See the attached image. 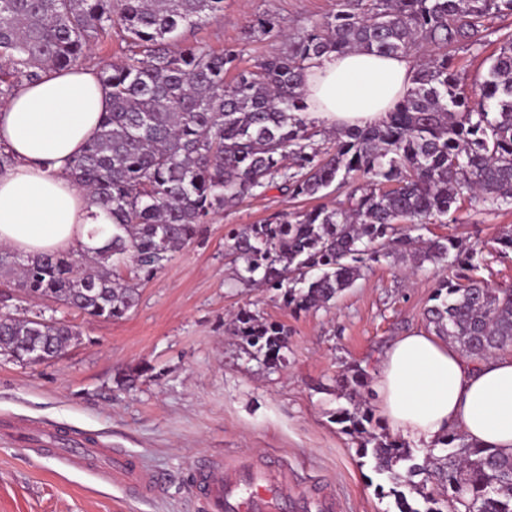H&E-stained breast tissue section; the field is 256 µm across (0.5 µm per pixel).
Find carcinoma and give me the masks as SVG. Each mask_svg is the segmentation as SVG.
Here are the masks:
<instances>
[{"instance_id": "obj_1", "label": "carcinoma", "mask_w": 512, "mask_h": 512, "mask_svg": "<svg viewBox=\"0 0 512 512\" xmlns=\"http://www.w3.org/2000/svg\"><path fill=\"white\" fill-rule=\"evenodd\" d=\"M222 14L224 0H0L3 99L48 67L80 66L90 45L114 31L129 47L99 71L110 110L71 172L95 208L89 237L98 243L33 257L0 252V270L13 275L12 290L0 293V356L32 364L80 341L73 326L40 310L18 315L11 302L122 319L141 282L201 225L277 178L293 198L321 199L330 188L345 196L228 233L238 278L288 288L286 303L299 309L336 299L390 245L412 247L413 232L454 214L465 195L479 212L512 207V32L496 39L478 103L454 65L458 50L494 34L493 19L512 15V0H339L335 13L285 36L281 53L250 69L239 68L233 48L172 50L183 30ZM419 46L437 57L417 66L407 94L382 120L339 129L334 150L322 151L304 97L309 65L332 53L399 56ZM508 250L511 229L464 257L450 238L418 253L455 270L435 289L427 321L472 360L512 347V286L492 289L473 275L483 253ZM237 333L268 363L279 360L287 336L248 314L237 318ZM339 421L361 436L359 454L376 471L428 504L421 511L399 491L398 512H443L441 502L448 512H512L511 452L452 430L439 440L447 453L429 448L418 464L404 445L368 432L369 418L345 411ZM421 474L436 486L414 481Z\"/></svg>"}]
</instances>
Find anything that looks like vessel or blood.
<instances>
[{"instance_id":"vessel-or-blood-1","label":"vessel or blood","mask_w":512,"mask_h":512,"mask_svg":"<svg viewBox=\"0 0 512 512\" xmlns=\"http://www.w3.org/2000/svg\"><path fill=\"white\" fill-rule=\"evenodd\" d=\"M57 451L71 470H85L88 459H100L99 478L139 497L155 494L160 485L159 476L131 455L112 456L100 448L66 441L58 442ZM194 482L204 494L206 512H334L336 508L332 497L316 498L307 489L289 485L287 467L270 457L201 463L194 468Z\"/></svg>"}]
</instances>
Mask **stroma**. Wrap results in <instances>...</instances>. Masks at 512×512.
<instances>
[{"mask_svg":"<svg viewBox=\"0 0 512 512\" xmlns=\"http://www.w3.org/2000/svg\"><path fill=\"white\" fill-rule=\"evenodd\" d=\"M335 9L336 0H224L223 16L188 30L185 42L216 52L236 48L249 68L283 45L281 37L251 33L255 18L273 15L288 34ZM312 206L273 186L219 212L141 285L124 319L95 321L46 304L47 315L78 326L81 340L38 365L0 356V417L135 454L161 484L155 497L138 498L0 438V512H205L193 466L231 455L287 460L298 483L335 496L338 512H398L387 476L359 456L339 413L373 411L371 431L387 432L375 413L379 363L397 336L427 330L424 311L447 271L396 251L363 268L335 301L309 311L288 307L283 291L238 282L228 231ZM505 228L512 229V209L478 214L465 201L453 219L427 224L421 236L452 238L467 250ZM244 311L285 326L280 365L246 353L235 334ZM132 371L140 374L136 385L122 386ZM357 375L365 385L353 397L343 382Z\"/></svg>","mask_w":512,"mask_h":512,"instance_id":"1","label":"stroma"}]
</instances>
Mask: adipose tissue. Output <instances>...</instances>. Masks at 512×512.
<instances>
[{"label": "adipose tissue", "instance_id": "1", "mask_svg": "<svg viewBox=\"0 0 512 512\" xmlns=\"http://www.w3.org/2000/svg\"><path fill=\"white\" fill-rule=\"evenodd\" d=\"M415 61L361 51L311 65L309 111L337 126L385 117L410 84ZM109 94L91 67L47 70L0 104V246L35 255L89 243L88 194L71 178L74 157L96 136ZM376 389L391 431L428 447L448 430L512 451V355L474 362L425 332L397 337L381 360Z\"/></svg>", "mask_w": 512, "mask_h": 512}]
</instances>
